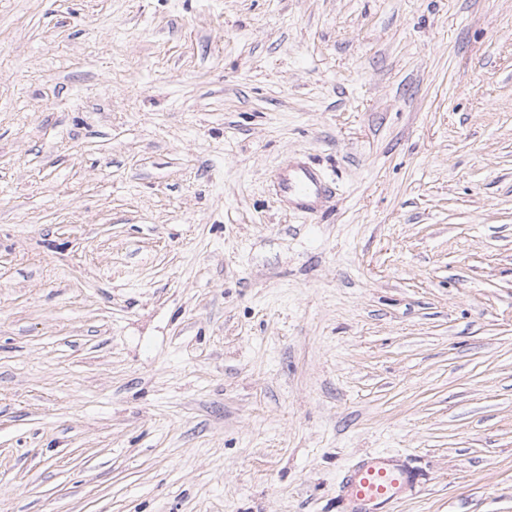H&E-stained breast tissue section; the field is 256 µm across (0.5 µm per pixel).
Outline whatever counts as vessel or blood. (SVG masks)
Instances as JSON below:
<instances>
[{
    "instance_id": "1",
    "label": "vessel or blood",
    "mask_w": 512,
    "mask_h": 512,
    "mask_svg": "<svg viewBox=\"0 0 512 512\" xmlns=\"http://www.w3.org/2000/svg\"><path fill=\"white\" fill-rule=\"evenodd\" d=\"M275 191L283 204L306 214L316 208L325 184L314 169L287 161L278 169ZM420 482L419 471L400 456L372 453L342 474L338 501L342 512H393L399 498Z\"/></svg>"
}]
</instances>
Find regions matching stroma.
Returning a JSON list of instances; mask_svg holds the SVG:
<instances>
[{"mask_svg":"<svg viewBox=\"0 0 512 512\" xmlns=\"http://www.w3.org/2000/svg\"><path fill=\"white\" fill-rule=\"evenodd\" d=\"M375 451L512 512V0H0V512H338ZM275 191L287 207L307 214L316 208L325 191V184L314 169L287 160L278 169Z\"/></svg>","mask_w":512,"mask_h":512,"instance_id":"obj_1","label":"stroma"}]
</instances>
